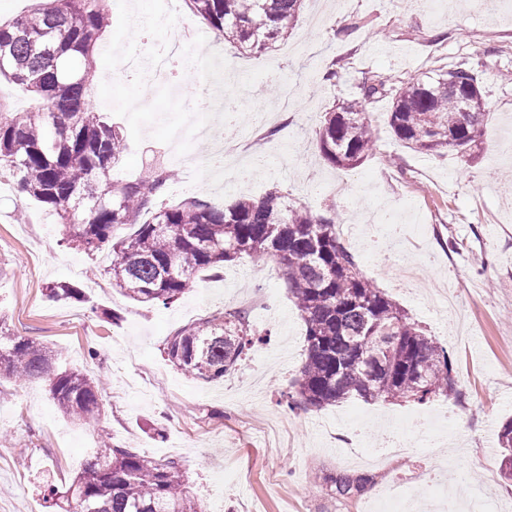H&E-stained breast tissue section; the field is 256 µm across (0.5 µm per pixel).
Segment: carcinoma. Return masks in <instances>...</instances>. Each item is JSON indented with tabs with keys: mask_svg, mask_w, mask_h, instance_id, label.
Returning a JSON list of instances; mask_svg holds the SVG:
<instances>
[{
	"mask_svg": "<svg viewBox=\"0 0 512 512\" xmlns=\"http://www.w3.org/2000/svg\"><path fill=\"white\" fill-rule=\"evenodd\" d=\"M62 10L35 7L0 23V78L32 93L38 108L10 112L0 105V176L59 218L63 240L92 255L108 249L105 273L112 286L147 304H171L192 290L201 272L214 274L244 256L274 258L306 326V358L278 404L290 411L325 407L349 398L413 401L437 394L461 396L446 348L420 331L359 268L342 241L336 217L294 206L278 192L255 201L240 197L217 206L198 198L159 204L176 180L158 162L135 181L112 178L123 136L92 111L88 87L93 53L108 26L105 0H63ZM191 9L224 39L262 53L293 33L304 0H188ZM391 98L389 127L417 152L476 146L486 115L478 72L462 63L438 77L394 81L372 75L358 97L324 113L318 143L333 166L354 168L374 150L369 105ZM150 215L143 223L139 218ZM127 236L117 235L126 225ZM53 302L82 301L81 288L56 282L45 288ZM263 341L239 308L201 317L166 339L164 355L175 369L205 382L233 372L242 355ZM0 374L44 378L67 417L99 424L103 387L78 369L59 370L53 351L25 336H0ZM501 456L512 466V420L498 432ZM366 481L341 474L345 495ZM50 512H204L183 479L179 460L157 459L100 436L72 481L48 484Z\"/></svg>",
	"mask_w": 512,
	"mask_h": 512,
	"instance_id": "1",
	"label": "carcinoma"
}]
</instances>
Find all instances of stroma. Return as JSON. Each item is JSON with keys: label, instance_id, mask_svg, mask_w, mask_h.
<instances>
[{"label": "stroma", "instance_id": "1", "mask_svg": "<svg viewBox=\"0 0 512 512\" xmlns=\"http://www.w3.org/2000/svg\"><path fill=\"white\" fill-rule=\"evenodd\" d=\"M157 24H130L133 0H111L107 40L95 56L99 78L91 105L119 126L124 149L116 178H140L152 160L183 171L206 164L195 107L224 114L225 140L245 145L237 166L208 167L196 184L179 182L168 203L198 196L219 205L261 199L271 189L316 212L352 223L345 243L361 269L425 333L448 350L462 395L428 403L349 399L288 412L276 404L305 354V326L273 260L244 259L221 275L203 272L169 305L132 301L102 270L108 252L90 256L62 241L56 218L0 180V329L51 347L57 366L78 368L104 385L105 419L114 440L150 455L180 460L184 481L205 512H368L391 485L413 493V512H429L428 487L447 484L446 512H459L471 489L500 512H512V479L502 477L497 433L512 419V20L501 22L443 0H305L292 36L261 54L227 45L213 53L208 23L187 0H145ZM196 29L190 52L224 69L204 97L199 70H180L161 86L114 77L132 48L166 46L182 20ZM357 30L342 36L344 25ZM481 65L487 115L482 135L463 157L425 156L402 147L388 125L389 100L373 103L376 148L361 165L339 169L319 149L326 110L353 100L365 74L424 77L460 62ZM336 70V82L322 81ZM417 271L418 288L399 280ZM78 285L86 302L47 301L49 283ZM268 333L236 370L218 382L176 371L163 357L167 336L198 318L242 306ZM116 311L110 322L91 305ZM424 427L408 456L368 460L402 437V423ZM98 429L64 417L42 379H0V512H47L46 482L70 481L97 443ZM365 474L364 488L338 494L337 475Z\"/></svg>", "mask_w": 512, "mask_h": 512}]
</instances>
